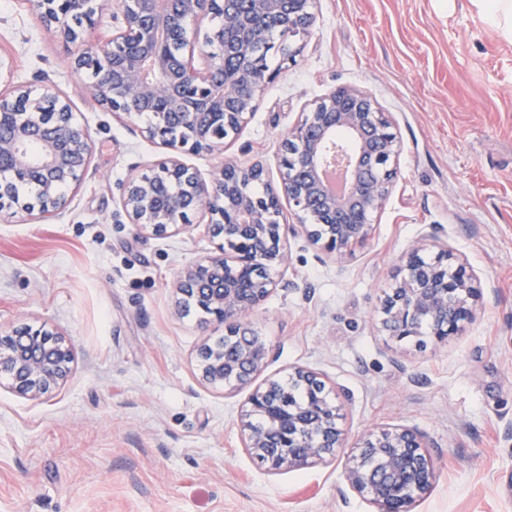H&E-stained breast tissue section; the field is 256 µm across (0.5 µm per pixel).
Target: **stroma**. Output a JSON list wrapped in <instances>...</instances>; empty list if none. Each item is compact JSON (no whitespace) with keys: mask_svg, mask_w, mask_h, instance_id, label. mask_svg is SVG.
Masks as SVG:
<instances>
[{"mask_svg":"<svg viewBox=\"0 0 512 512\" xmlns=\"http://www.w3.org/2000/svg\"><path fill=\"white\" fill-rule=\"evenodd\" d=\"M73 45L25 0H0V90L68 95L94 148L66 210L0 211V333L47 325L74 355L41 400L0 384V512H374L343 477L346 448L387 426L417 431L436 465L412 512H512V42L471 0H317L296 64L283 66L223 155L278 185L279 143L301 112L342 87L367 91L401 142L371 239L339 258L288 239L284 283L250 317L269 347L263 377L301 365L344 409L347 445L276 474L248 452L249 392L205 384L199 348L222 323L175 312L173 282L213 253L204 227L155 237L119 215V187L161 148L84 96ZM437 232L474 271L480 309L461 335L390 342L378 308L400 257Z\"/></svg>","mask_w":512,"mask_h":512,"instance_id":"obj_1","label":"stroma"}]
</instances>
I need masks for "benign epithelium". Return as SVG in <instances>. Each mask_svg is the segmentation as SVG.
<instances>
[{
  "mask_svg": "<svg viewBox=\"0 0 512 512\" xmlns=\"http://www.w3.org/2000/svg\"><path fill=\"white\" fill-rule=\"evenodd\" d=\"M41 23L77 47L74 65L91 80L86 97L116 121L142 118L145 137L167 150L149 172L129 176L120 207L128 223L154 236L207 218L218 253L182 268L177 312L197 307L224 324V337L198 352L203 382L251 389L240 419L246 448L270 472L323 460L344 447L341 407L318 374L289 368L287 379L256 376L269 348L249 317L275 285L270 271L288 265L285 242L302 231L322 250L342 257L365 242L386 204L400 156L392 123L366 91L340 88L315 101L282 138L280 183L258 193L262 167L221 166L206 181L185 154H222L247 124L263 88L277 71L267 60L294 64L314 21L315 0H115L112 34L87 45L101 0H27ZM206 53L205 69L194 66ZM31 146L40 149L34 157ZM93 139L70 98L22 87L0 92V211L19 204L20 184L34 191L28 214L57 216L68 192L85 179ZM333 162L349 186L326 190L320 178ZM298 223L280 221V198ZM401 277L380 301L382 330L396 343H445L477 313L479 289L468 267L434 233L401 257ZM73 357L63 337L41 325L0 336V374L17 395L39 400L71 376ZM347 485L376 512H411L431 489L434 462L421 436L395 427L370 431L352 447Z\"/></svg>",
  "mask_w": 512,
  "mask_h": 512,
  "instance_id": "obj_1",
  "label": "benign epithelium"
}]
</instances>
